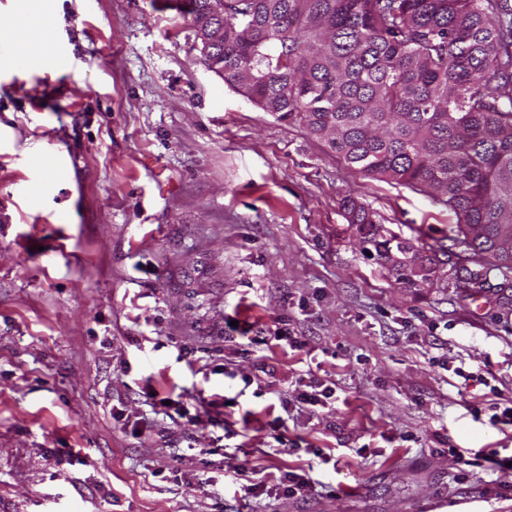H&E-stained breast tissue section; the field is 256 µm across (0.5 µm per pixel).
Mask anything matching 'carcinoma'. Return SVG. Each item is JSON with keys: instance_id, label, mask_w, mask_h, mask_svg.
<instances>
[{"instance_id": "cac0c4a2", "label": "carcinoma", "mask_w": 512, "mask_h": 512, "mask_svg": "<svg viewBox=\"0 0 512 512\" xmlns=\"http://www.w3.org/2000/svg\"><path fill=\"white\" fill-rule=\"evenodd\" d=\"M203 35L228 87L454 212L450 252L343 200L397 281L448 280L452 253L455 288L512 291V0H224Z\"/></svg>"}]
</instances>
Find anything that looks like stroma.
Returning <instances> with one entry per match:
<instances>
[{
    "instance_id": "1",
    "label": "stroma",
    "mask_w": 512,
    "mask_h": 512,
    "mask_svg": "<svg viewBox=\"0 0 512 512\" xmlns=\"http://www.w3.org/2000/svg\"><path fill=\"white\" fill-rule=\"evenodd\" d=\"M183 6L0 0L50 45L0 51V512H512L456 457L512 456V300L367 259L344 197L430 244L454 213L230 89ZM312 377L334 399L292 405Z\"/></svg>"
}]
</instances>
